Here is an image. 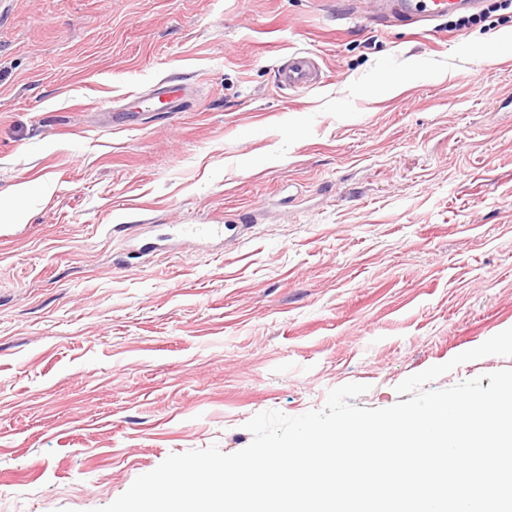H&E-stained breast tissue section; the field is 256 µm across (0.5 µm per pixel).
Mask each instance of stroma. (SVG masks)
Segmentation results:
<instances>
[{
	"mask_svg": "<svg viewBox=\"0 0 512 512\" xmlns=\"http://www.w3.org/2000/svg\"><path fill=\"white\" fill-rule=\"evenodd\" d=\"M365 8L0 0V512H95L347 383L392 406L512 328V0ZM297 52L319 86L278 84ZM165 86L180 112L146 110ZM173 224L247 230L138 255ZM378 10L370 11L364 18L375 23L379 15L389 13L405 21L414 19L428 20L436 17L452 15L462 8H477L479 0H380Z\"/></svg>",
	"mask_w": 512,
	"mask_h": 512,
	"instance_id": "35a3bbf8",
	"label": "stroma"
}]
</instances>
